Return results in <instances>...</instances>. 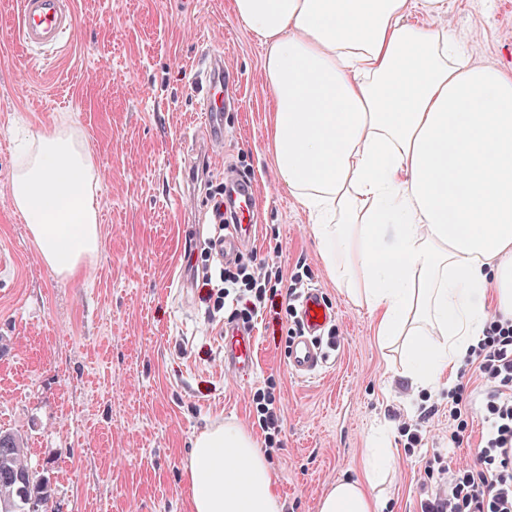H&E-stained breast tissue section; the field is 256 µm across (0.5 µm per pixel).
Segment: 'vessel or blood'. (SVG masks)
Returning a JSON list of instances; mask_svg holds the SVG:
<instances>
[{"mask_svg":"<svg viewBox=\"0 0 512 512\" xmlns=\"http://www.w3.org/2000/svg\"><path fill=\"white\" fill-rule=\"evenodd\" d=\"M77 27L73 0H20L18 38L28 49L59 47L64 36ZM211 67L206 76L209 98L204 105L206 112L203 130L210 143L224 139L221 125L223 100L218 92L221 83L220 65L223 58L211 54ZM226 204L239 214V221L230 225L217 251L225 261L235 260L255 231L253 224L256 207L254 191L239 181L228 182L225 187ZM302 332L294 336L288 346L287 360L290 370L300 377H310L321 371L325 354L319 338L334 319L332 309L325 302L319 289L304 291L299 301ZM257 358L256 339L250 331L229 327L224 331V368L226 371L247 374L253 371Z\"/></svg>","mask_w":512,"mask_h":512,"instance_id":"vessel-or-blood-1","label":"vessel or blood"}]
</instances>
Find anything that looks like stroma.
Instances as JSON below:
<instances>
[{"instance_id":"obj_1","label":"stroma","mask_w":512,"mask_h":512,"mask_svg":"<svg viewBox=\"0 0 512 512\" xmlns=\"http://www.w3.org/2000/svg\"><path fill=\"white\" fill-rule=\"evenodd\" d=\"M78 24L48 61L11 41L19 0H0V431L21 437L47 480L50 512H192L185 467L195 438L232 423L263 449L282 512H318L336 480L363 477L379 428L395 464L374 490L382 512H420L446 487L439 460L476 465L490 390L472 366L460 446L448 444V396L415 391L403 359L376 335L374 316L328 277L308 213L276 177L271 90L263 47L232 0H75ZM442 24L476 62L512 68V0H448ZM222 54L230 78L224 143L195 149L198 71ZM68 123L100 176L97 256L69 278L42 260L10 188L27 141ZM250 181L255 234L243 264L280 249L335 318L313 377L286 360L298 320L285 296L254 330L251 374L224 371L230 310L208 314L207 291L182 286L184 253L204 243L210 194L226 175ZM278 433L258 425L264 398ZM428 410L411 445L395 412Z\"/></svg>"}]
</instances>
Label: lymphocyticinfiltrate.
<instances>
[{
    "label": "lymphocytic infiltrate",
    "instance_id": "lymphocytic-infiltrate-1",
    "mask_svg": "<svg viewBox=\"0 0 512 512\" xmlns=\"http://www.w3.org/2000/svg\"><path fill=\"white\" fill-rule=\"evenodd\" d=\"M183 275L192 287L215 284L217 308L226 302L242 304L249 316L264 308L269 291L283 282L278 248L251 267L230 270L216 265L201 271L194 252H186ZM467 360L481 381L492 388L486 404V430L479 444L481 468L461 474L449 460L448 488L421 503V512H512V323L491 321L481 343L471 348Z\"/></svg>",
    "mask_w": 512,
    "mask_h": 512
}]
</instances>
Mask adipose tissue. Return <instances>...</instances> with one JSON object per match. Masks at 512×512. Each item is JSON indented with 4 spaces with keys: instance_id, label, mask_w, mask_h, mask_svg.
I'll use <instances>...</instances> for the list:
<instances>
[{
    "instance_id": "ef3b65f1",
    "label": "adipose tissue",
    "mask_w": 512,
    "mask_h": 512,
    "mask_svg": "<svg viewBox=\"0 0 512 512\" xmlns=\"http://www.w3.org/2000/svg\"><path fill=\"white\" fill-rule=\"evenodd\" d=\"M264 47L279 183L309 213L337 287L377 316L426 388L452 387L490 312L512 319V70L473 61L447 0H233ZM424 21L413 22L416 11ZM98 175L79 135L40 136L11 203L46 265L73 276L100 247ZM381 463L336 480L319 512H378ZM193 512H281L242 428L202 432Z\"/></svg>"
}]
</instances>
